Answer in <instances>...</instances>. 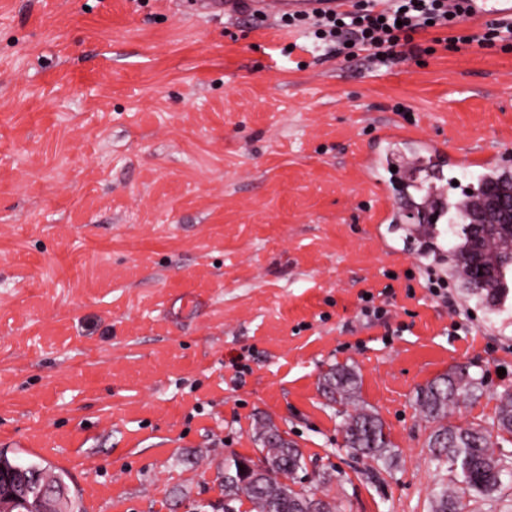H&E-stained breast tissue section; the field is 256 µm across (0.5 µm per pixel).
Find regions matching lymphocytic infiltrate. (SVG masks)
Here are the masks:
<instances>
[{"instance_id": "obj_1", "label": "lymphocytic infiltrate", "mask_w": 512, "mask_h": 512, "mask_svg": "<svg viewBox=\"0 0 512 512\" xmlns=\"http://www.w3.org/2000/svg\"><path fill=\"white\" fill-rule=\"evenodd\" d=\"M466 20L464 10L449 7L448 0H390L379 10L369 0H355L352 10L315 18L310 27L316 40L337 43L345 57L365 51L372 61L389 66L401 59L416 34L430 28L444 31L445 46L472 42Z\"/></svg>"}]
</instances>
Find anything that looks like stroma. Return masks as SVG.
<instances>
[{"mask_svg": "<svg viewBox=\"0 0 512 512\" xmlns=\"http://www.w3.org/2000/svg\"><path fill=\"white\" fill-rule=\"evenodd\" d=\"M436 36L378 68L273 17L0 0V449L64 470L83 512H222L268 417L342 512H432L449 472L418 390L484 374L451 421L487 425L512 389V310L378 223L359 165L396 121L512 170V51ZM335 364L396 446L378 477L320 388Z\"/></svg>", "mask_w": 512, "mask_h": 512, "instance_id": "stroma-1", "label": "stroma"}]
</instances>
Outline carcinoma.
Wrapping results in <instances>:
<instances>
[{
  "mask_svg": "<svg viewBox=\"0 0 512 512\" xmlns=\"http://www.w3.org/2000/svg\"><path fill=\"white\" fill-rule=\"evenodd\" d=\"M493 184L512 194V174L507 178L484 176L476 185L482 189ZM471 239L468 225H448V262L463 272V286L490 310L504 312L512 298V224H498L482 241L477 260L469 259ZM322 389L329 401L339 406L346 447L354 454L384 466L391 463L395 450L379 415L360 401L359 380L347 364H337L322 377ZM483 390V377L473 375L466 366H456L429 381L417 395L423 418L435 424L429 448L436 458L446 457L452 477L434 495L433 512H464L465 500L494 498L503 487L502 474L512 473V461L496 455L499 438L512 436V392L498 399L491 427L468 422L446 423L449 415L462 405L477 401ZM254 441L263 461L271 464L273 476H264L250 468L254 461L233 455L224 460V512H239L237 504L247 499L250 512H340L336 500L315 498L296 488L297 474L305 469L304 455L283 437L269 419L260 418L254 428ZM41 480L54 486H66L64 474L51 466L31 462ZM282 474L288 482L275 478Z\"/></svg>",
  "mask_w": 512,
  "mask_h": 512,
  "instance_id": "carcinoma-1",
  "label": "carcinoma"
}]
</instances>
